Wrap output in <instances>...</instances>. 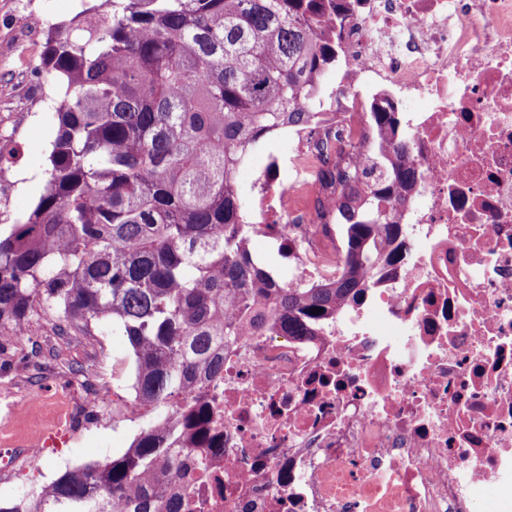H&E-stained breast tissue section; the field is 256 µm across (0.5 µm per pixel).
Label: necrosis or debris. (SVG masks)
Returning a JSON list of instances; mask_svg holds the SVG:
<instances>
[{
    "instance_id": "necrosis-or-debris-1",
    "label": "necrosis or debris",
    "mask_w": 512,
    "mask_h": 512,
    "mask_svg": "<svg viewBox=\"0 0 512 512\" xmlns=\"http://www.w3.org/2000/svg\"><path fill=\"white\" fill-rule=\"evenodd\" d=\"M336 15L320 133L366 165L367 112L403 111L409 234L320 336L225 345L186 512H473L482 482L512 502V0H336ZM317 135L293 133L249 201L293 285L341 272L316 225Z\"/></svg>"
}]
</instances>
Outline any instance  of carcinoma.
Wrapping results in <instances>:
<instances>
[{
  "label": "carcinoma",
  "mask_w": 512,
  "mask_h": 512,
  "mask_svg": "<svg viewBox=\"0 0 512 512\" xmlns=\"http://www.w3.org/2000/svg\"><path fill=\"white\" fill-rule=\"evenodd\" d=\"M330 2L102 0L52 25L37 75L59 96L58 133L44 193L0 228V329L49 310L84 336L112 321L156 419L123 453L0 512H185L193 484L179 474L209 443L204 397L224 344L248 324L313 336L390 263L417 170L384 108L369 113L375 180L326 156L322 187L344 230L336 281L291 287L249 249L236 171L267 136L318 127L317 82L336 64Z\"/></svg>",
  "instance_id": "1"
}]
</instances>
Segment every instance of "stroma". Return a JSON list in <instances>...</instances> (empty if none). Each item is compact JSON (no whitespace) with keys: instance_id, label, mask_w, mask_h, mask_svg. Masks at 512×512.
Segmentation results:
<instances>
[{"instance_id":"stroma-1","label":"stroma","mask_w":512,"mask_h":512,"mask_svg":"<svg viewBox=\"0 0 512 512\" xmlns=\"http://www.w3.org/2000/svg\"><path fill=\"white\" fill-rule=\"evenodd\" d=\"M83 0H0V132L12 135L13 150L8 175L13 183L12 216L27 212L44 192L51 144L57 122L51 91L46 82L31 85L27 72L39 66L43 42L21 51L12 50L19 19H38L49 25L70 20L82 9ZM286 133L268 137L242 166L236 181L242 195H250L273 154H288ZM60 314L48 312L33 322L29 335L0 343V386L7 387L10 401L0 400V439L38 438L56 433V442L40 461L15 450L12 467L0 471V501L7 503L52 482L66 469L92 464L120 454L136 433L148 427L153 415L136 411L120 415V408L134 402V359L126 336L103 321L96 335L59 337ZM77 405H87L91 393L102 396L95 419L80 421L59 434L64 405L57 396L60 386ZM43 400L40 410L27 418L14 416L15 404L31 394Z\"/></svg>"}]
</instances>
